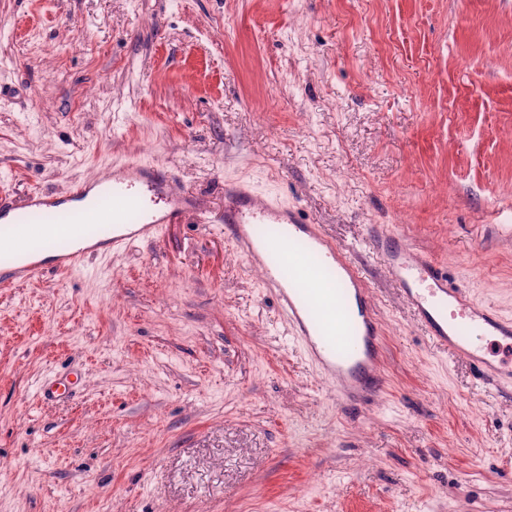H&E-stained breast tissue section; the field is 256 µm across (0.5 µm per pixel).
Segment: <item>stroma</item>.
Returning a JSON list of instances; mask_svg holds the SVG:
<instances>
[{"label": "stroma", "mask_w": 512, "mask_h": 512, "mask_svg": "<svg viewBox=\"0 0 512 512\" xmlns=\"http://www.w3.org/2000/svg\"><path fill=\"white\" fill-rule=\"evenodd\" d=\"M131 158L199 208L0 288V512H512V388L427 336L368 233L512 315V0H0V197ZM228 181L351 251L379 401L294 340L215 220Z\"/></svg>", "instance_id": "35a3bbf8"}]
</instances>
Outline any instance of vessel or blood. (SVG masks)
I'll return each instance as SVG.
<instances>
[{"label":"vessel or blood","mask_w":512,"mask_h":512,"mask_svg":"<svg viewBox=\"0 0 512 512\" xmlns=\"http://www.w3.org/2000/svg\"><path fill=\"white\" fill-rule=\"evenodd\" d=\"M107 178L110 204L102 214L87 218L88 223L99 225L98 235L107 252L124 250L138 241L158 240L164 225L180 223L193 207L190 194L171 191L170 173L161 164L129 162L113 168ZM147 190L163 200L165 207L158 217L129 228V218L140 212ZM61 203V198L38 190L26 195L30 215L43 220L50 219ZM224 231L250 264L262 267L265 284L274 289L293 336L346 403L359 405L378 397L383 386L381 325L365 277L345 251L295 209L259 196L238 182L224 185ZM370 237L428 336L482 374L512 385V317L450 287L446 273L408 250L387 228L371 226ZM297 240L305 242L335 271L344 288L343 302L336 307L335 328H327L310 312L317 281H287L268 264L272 251L291 248ZM86 254V249L70 241L53 261H44L26 254L23 225L1 224L0 285L30 282L48 269L70 272L83 265Z\"/></svg>","instance_id":"vessel-or-blood-1"}]
</instances>
